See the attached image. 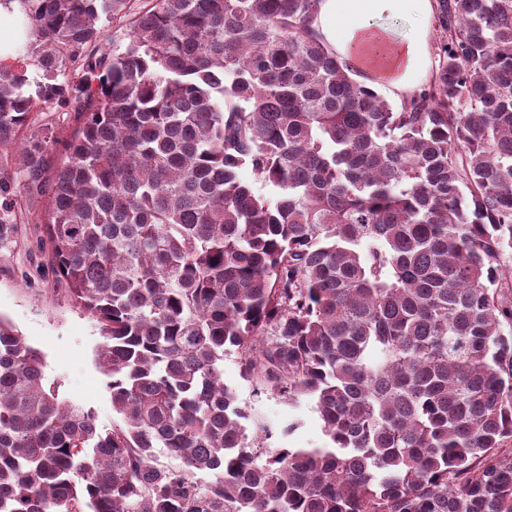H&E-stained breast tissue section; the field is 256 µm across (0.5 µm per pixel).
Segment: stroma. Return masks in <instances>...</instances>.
<instances>
[{"label": "stroma", "mask_w": 512, "mask_h": 512, "mask_svg": "<svg viewBox=\"0 0 512 512\" xmlns=\"http://www.w3.org/2000/svg\"><path fill=\"white\" fill-rule=\"evenodd\" d=\"M13 195L11 233L0 242V317L11 321L31 346L45 353L47 380L58 384L62 397L90 410L99 424L112 425L117 417L96 356L99 326L75 304L68 282L51 265L41 220L47 202L29 200L19 184ZM224 381L236 391L241 406L271 426L272 436L260 441L264 451L284 444L300 448L322 444V421L313 400L291 407L276 395L257 392L241 377L233 351L224 356ZM289 423L294 424V431L282 435V427Z\"/></svg>", "instance_id": "obj_1"}]
</instances>
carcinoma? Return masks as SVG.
Here are the masks:
<instances>
[{
	"instance_id": "obj_1",
	"label": "carcinoma",
	"mask_w": 512,
	"mask_h": 512,
	"mask_svg": "<svg viewBox=\"0 0 512 512\" xmlns=\"http://www.w3.org/2000/svg\"><path fill=\"white\" fill-rule=\"evenodd\" d=\"M129 2L16 0L43 80L0 64V149L76 114L55 174L39 132L20 174L122 423L0 318V512H512V0H439L398 105L315 35L320 0ZM231 348L322 445L255 449ZM101 29L100 43L97 47L100 50L112 52L123 51L129 43V26L116 21L107 22L102 20L99 23Z\"/></svg>"
}]
</instances>
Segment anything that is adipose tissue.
Instances as JSON below:
<instances>
[{"mask_svg":"<svg viewBox=\"0 0 512 512\" xmlns=\"http://www.w3.org/2000/svg\"><path fill=\"white\" fill-rule=\"evenodd\" d=\"M437 0H321L314 32L368 87L411 98L431 80Z\"/></svg>","mask_w":512,"mask_h":512,"instance_id":"ef3b65f1","label":"adipose tissue"}]
</instances>
